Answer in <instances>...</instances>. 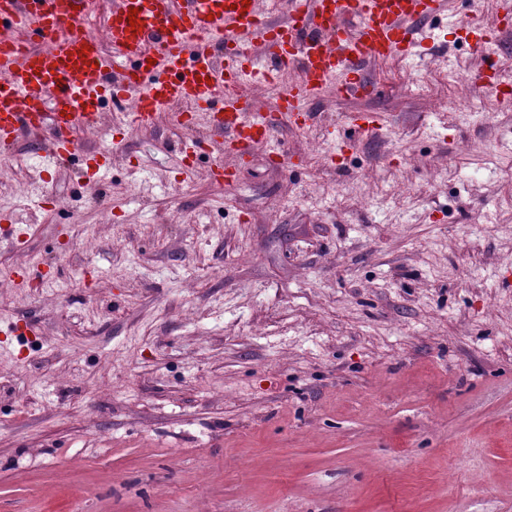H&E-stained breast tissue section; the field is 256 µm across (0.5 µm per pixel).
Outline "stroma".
<instances>
[{
    "mask_svg": "<svg viewBox=\"0 0 512 512\" xmlns=\"http://www.w3.org/2000/svg\"><path fill=\"white\" fill-rule=\"evenodd\" d=\"M466 12L222 179L164 120L80 132L102 177L0 155V512H512V110ZM468 4L470 10L466 15L468 22L465 24L466 35L471 38L468 44L482 57L486 68L490 71L489 75L477 83V88L480 93L492 97L500 109L510 110L512 109L511 91H506V87L499 82L495 75L500 62L501 40L482 24L479 17V1L468 0ZM203 140L199 138H186L183 139L178 146L179 152L184 156V159L187 161L186 164V180H190L192 175L195 172V162L194 160L198 158L201 154L208 152L213 154V150H209L203 146Z\"/></svg>",
    "mask_w": 512,
    "mask_h": 512,
    "instance_id": "stroma-1",
    "label": "stroma"
}]
</instances>
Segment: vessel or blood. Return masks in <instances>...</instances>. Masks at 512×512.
Listing matches in <instances>:
<instances>
[{"label":"vessel or blood","instance_id":"1","mask_svg":"<svg viewBox=\"0 0 512 512\" xmlns=\"http://www.w3.org/2000/svg\"><path fill=\"white\" fill-rule=\"evenodd\" d=\"M92 0H0V151L20 128L45 135V158L79 153L77 134L107 109L132 129L154 126L162 107L175 126L204 119L225 152L249 156L289 124L308 131L326 88L377 94L371 64L425 49L444 59L434 24L445 0H112L104 36L89 28ZM471 48L489 70L477 84L499 108L512 92L495 76L501 41L468 0ZM290 77L274 109L243 95L247 85Z\"/></svg>","mask_w":512,"mask_h":512}]
</instances>
